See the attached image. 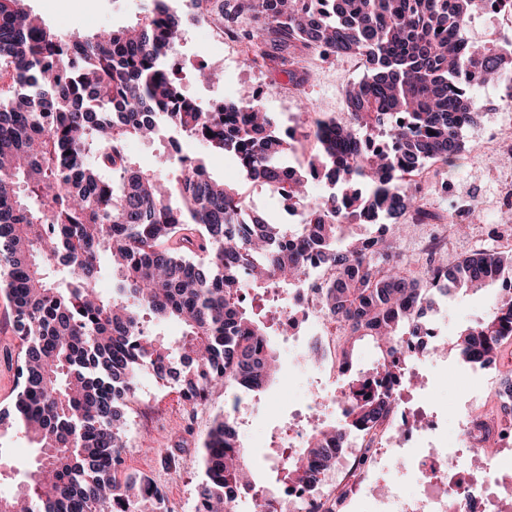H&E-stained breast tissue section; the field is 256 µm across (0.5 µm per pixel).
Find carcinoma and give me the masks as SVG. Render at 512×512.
I'll list each match as a JSON object with an SVG mask.
<instances>
[{
    "label": "carcinoma",
    "mask_w": 512,
    "mask_h": 512,
    "mask_svg": "<svg viewBox=\"0 0 512 512\" xmlns=\"http://www.w3.org/2000/svg\"><path fill=\"white\" fill-rule=\"evenodd\" d=\"M25 2L0 0V289L20 341L15 419L1 411L0 432L16 428L38 455L30 482L0 497V512H169L151 479H117L123 407L142 369L176 382L192 405L229 381L265 392L277 353L264 313L244 305L250 291L264 302L305 286L310 263L332 267L323 306L345 360L369 340L388 368L398 340L420 335L427 295L475 294L512 272V248L487 249L424 271L422 288L396 253L403 225L365 231L376 214L436 219L404 176L428 163L458 166L463 130L482 114L462 74L494 78L512 96V49L467 37L480 0H192V20L232 33L251 14L250 61L291 79L307 53L363 60L348 120H316L315 152L297 168L285 165L297 130L257 99L206 112L183 92L170 53L187 19L168 0H150L122 28L69 37ZM163 126L173 146L190 140L233 155L248 182L287 201L303 223L291 231L259 217L241 186L176 149L152 167L137 164L125 142L151 140ZM380 134L391 149H371ZM319 178L334 191L311 195L305 186ZM105 274L117 282L108 293L97 289ZM164 321L181 335L151 331ZM511 339L512 299L496 296L451 350L483 367ZM344 398L339 420L320 423L276 482L315 488L336 465L332 442L372 429L395 402L359 379ZM203 464L195 512H236L243 491L278 512L247 477L230 417L209 431Z\"/></svg>",
    "instance_id": "obj_1"
}]
</instances>
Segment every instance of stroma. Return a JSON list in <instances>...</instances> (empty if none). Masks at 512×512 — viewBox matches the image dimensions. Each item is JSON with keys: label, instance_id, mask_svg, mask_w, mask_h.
I'll return each instance as SVG.
<instances>
[{"label": "stroma", "instance_id": "35a3bbf8", "mask_svg": "<svg viewBox=\"0 0 512 512\" xmlns=\"http://www.w3.org/2000/svg\"><path fill=\"white\" fill-rule=\"evenodd\" d=\"M28 9L41 16L62 35H92L132 23L143 11L146 0H26ZM177 50L183 60L184 92L195 99L235 100L239 91L255 93L266 111L272 112L283 126H295L300 120L298 101L307 98L319 112L346 120L345 90L364 74L358 58L323 59L316 54L303 56V70L312 73L308 83L298 85L271 66L248 62V45L219 43L211 29L186 23ZM218 70L222 78L202 83L193 72L199 65ZM482 117L464 133L465 149L459 167L446 172L441 165L426 167L422 173V195L429 211L446 216L453 207L477 201L475 213L463 215L464 232L448 239L443 264L453 267L474 251L499 246L512 247V234L491 236L493 227L503 224L504 216L496 209L504 187L512 185V169L500 166L499 158L512 148V112L499 111L503 97L500 86L491 84L478 92ZM494 125L496 141L485 136L487 125ZM496 288L475 295H456L437 301L428 319L438 321L445 337H453L464 325L481 319L486 303ZM271 342L281 360L280 370L269 386L265 406L252 415V436L245 446L255 467L257 480L273 478L284 448L294 441L297 419L295 405L287 393L299 378L291 364L280 336ZM431 368L429 386L423 401L433 408H447L456 415L459 408L475 401L482 406L499 405L496 388L512 376V340L501 347L493 369L471 368L459 363L454 353L433 352L424 344ZM19 340L14 332L10 304L0 293V411L12 408L16 393V366ZM236 393L233 385L215 391L206 404L192 406L183 402L176 385L157 380L152 373L141 372L134 398L125 409L126 451L118 470L119 479L146 475L166 492L175 512H194L196 493L204 478L202 448L214 420L223 415ZM33 454L19 434L0 438V495L14 493L26 478L12 463Z\"/></svg>", "mask_w": 512, "mask_h": 512}]
</instances>
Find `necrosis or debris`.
<instances>
[{
    "label": "necrosis or debris",
    "mask_w": 512,
    "mask_h": 512,
    "mask_svg": "<svg viewBox=\"0 0 512 512\" xmlns=\"http://www.w3.org/2000/svg\"><path fill=\"white\" fill-rule=\"evenodd\" d=\"M310 272L307 286L288 296V337L295 354L307 345L318 346L323 369L333 380L344 368L342 348L335 324L324 315L319 290L333 271L315 265ZM440 426L438 413L398 400L389 416L361 434L357 453H339L330 492L315 500L302 486L285 489L292 512H311L315 506L320 512H351L355 504L362 512H500V498L512 499V458H494L481 470L468 463L449 465ZM457 427L469 452L512 446V421L500 412L465 410ZM400 450L408 453L412 482L394 476L385 491H378L369 479L370 469Z\"/></svg>",
    "instance_id": "necrosis-or-debris-1"
}]
</instances>
